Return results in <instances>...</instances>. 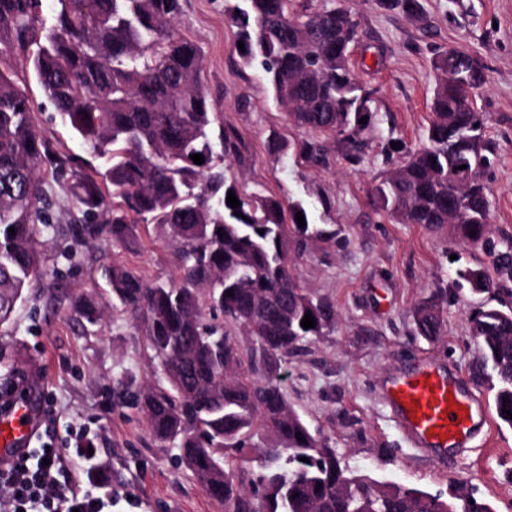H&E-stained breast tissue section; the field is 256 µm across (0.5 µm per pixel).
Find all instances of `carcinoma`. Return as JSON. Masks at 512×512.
Segmentation results:
<instances>
[{
	"label": "carcinoma",
	"instance_id": "obj_1",
	"mask_svg": "<svg viewBox=\"0 0 512 512\" xmlns=\"http://www.w3.org/2000/svg\"><path fill=\"white\" fill-rule=\"evenodd\" d=\"M39 2L0 0V63L37 46L22 62V76L0 67V326L39 277L36 227H50L47 182L63 183L62 168L44 175L50 149L27 93L33 78L100 160L93 176L71 171L72 204L81 214L74 231L126 244L136 225L151 224L178 251L177 280L151 283L119 264L109 271L113 308L142 320L167 383L145 386L129 401L144 412L153 437L175 448L202 489L224 502V512H494L460 482L431 493L347 467L288 403L282 364L336 321L331 304L300 286L292 253L333 233L298 226L295 215L307 214L302 204L249 195L227 176L224 160L236 146L224 132L213 134L202 53L176 28L183 0H55L48 29L39 26ZM241 2L225 7L244 44L236 53L264 70L289 121L350 143L374 126L372 92L350 62L356 23L348 9L332 2L300 13L295 0ZM383 6L420 17L419 0ZM451 68L486 72L464 51L436 56L426 142L374 186L372 203L410 224L451 223L458 237L480 244L490 224L482 173L494 147L477 105L481 86L465 77L449 85ZM197 153L201 165L191 159ZM461 165L473 181L462 200L448 183V171ZM104 187L112 189L110 209ZM230 191L240 206L227 205ZM452 207L457 216L450 221ZM464 277L475 291H490L483 270ZM307 312L315 327L305 329ZM217 315L224 325L207 322ZM414 317L419 335L442 334L434 301L421 302ZM470 324L496 414L512 427L503 413L512 412V302L478 308ZM239 335L251 339L245 351ZM250 448L260 468L246 479L230 456Z\"/></svg>",
	"mask_w": 512,
	"mask_h": 512
}]
</instances>
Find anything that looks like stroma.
<instances>
[{"label":"stroma","instance_id":"obj_1","mask_svg":"<svg viewBox=\"0 0 512 512\" xmlns=\"http://www.w3.org/2000/svg\"><path fill=\"white\" fill-rule=\"evenodd\" d=\"M424 21L380 0H343L357 23L351 62L372 91L377 124L358 149L324 139L322 162L300 158L308 137L273 102L260 66H243L234 52L235 29L224 0H185L178 32L203 54L202 81L218 124L234 134L237 152L225 161L248 190L285 201H303L310 223L334 237L309 242L294 260L303 288L336 310L334 327L308 339L284 364L281 384L311 430L329 439L344 464L373 477L429 492L464 481L477 487L496 512H512V427L492 419L464 454L440 463L415 448L395 422L382 388L419 361L445 367L492 400L486 382H473L479 350L469 317L479 306L497 305L461 277L485 270L512 288V266L493 263L490 249L512 240V0H419ZM460 48L486 66L478 98L485 132L495 146L484 174L491 223L486 246L463 242L447 228L389 220L370 202L384 173L407 150L423 145L431 123L437 52ZM27 90L42 138L53 160L78 159L83 170L97 163L36 83ZM40 278L8 326L0 328V382L26 379L48 397L59 430L84 429L112 489V512H224L176 459L177 451L151 435L138 409L121 404L124 386L157 384L159 370L142 327L114 315L104 271L115 263L147 281L177 278L175 248L137 227L131 246L108 238L73 237L75 210L59 191L50 210ZM447 289L445 329L435 341L416 335L413 310L436 290ZM101 310L97 324L83 318L80 297Z\"/></svg>","mask_w":512,"mask_h":512}]
</instances>
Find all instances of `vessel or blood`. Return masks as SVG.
<instances>
[{
	"instance_id": "obj_1",
	"label": "vessel or blood",
	"mask_w": 512,
	"mask_h": 512,
	"mask_svg": "<svg viewBox=\"0 0 512 512\" xmlns=\"http://www.w3.org/2000/svg\"><path fill=\"white\" fill-rule=\"evenodd\" d=\"M383 396L412 444L437 456L469 448L486 421L485 407L478 398L431 364L391 378ZM38 424L29 395L12 399L0 410V464L29 448Z\"/></svg>"
}]
</instances>
